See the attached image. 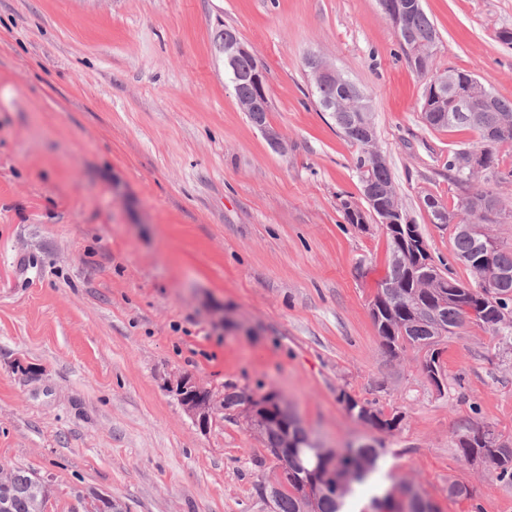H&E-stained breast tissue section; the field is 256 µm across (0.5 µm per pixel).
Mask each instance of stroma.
Here are the masks:
<instances>
[{
	"label": "stroma",
	"mask_w": 512,
	"mask_h": 512,
	"mask_svg": "<svg viewBox=\"0 0 512 512\" xmlns=\"http://www.w3.org/2000/svg\"><path fill=\"white\" fill-rule=\"evenodd\" d=\"M435 72L466 70L512 100V0H424ZM234 28L265 74L274 150L224 77ZM332 62L370 98L376 145L437 265L475 284L433 195L476 131L422 119L426 80L378 0H0V468L36 471L45 512H270L261 442L216 411L202 431L170 391L278 392L325 448L384 445L391 476L438 512H512V485L455 450L462 427L512 444V354L478 322L424 353L385 354L370 302L390 260L361 202L356 146L305 64ZM402 415L377 432L340 394ZM458 482L472 498L448 495Z\"/></svg>",
	"instance_id": "35a3bbf8"
}]
</instances>
